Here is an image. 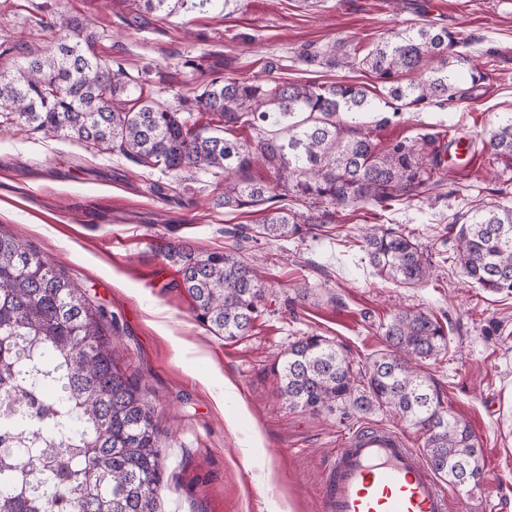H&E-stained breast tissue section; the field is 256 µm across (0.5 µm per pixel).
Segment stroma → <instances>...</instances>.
<instances>
[{"mask_svg":"<svg viewBox=\"0 0 512 512\" xmlns=\"http://www.w3.org/2000/svg\"><path fill=\"white\" fill-rule=\"evenodd\" d=\"M61 15L88 23L98 54L175 109L217 77L376 86L364 68L328 63L340 40L364 50L423 23L468 39L467 54L486 74L471 97L398 117L382 105L362 122L384 146L423 131L444 145L463 138L472 159L450 166L439 200L397 204L379 219L361 204L342 211L332 234L250 242L247 257L275 295L249 335L227 340L197 322L180 265L166 255L171 242L199 253L232 249V229L258 224L260 212L218 205L223 175L192 169L174 178L115 151L3 126L0 226L116 317V361L165 431L162 512H322L324 468L345 435L380 424L422 448L421 433L385 408H290L270 372L311 334L365 367L385 349L384 325L405 309L446 329V350L422 368L482 449L478 487L441 481L450 512H512V295L470 285L448 231L472 206L512 205V163L483 145L490 122L512 113V0H178L153 14L132 0H0V67L46 49V26ZM305 51L315 62L302 60ZM377 219L432 253L425 283L404 288L376 275L358 238Z\"/></svg>","mask_w":512,"mask_h":512,"instance_id":"obj_1","label":"stroma"}]
</instances>
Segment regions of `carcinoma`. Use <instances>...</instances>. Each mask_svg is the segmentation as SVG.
<instances>
[{"instance_id": "carcinoma-1", "label": "carcinoma", "mask_w": 512, "mask_h": 512, "mask_svg": "<svg viewBox=\"0 0 512 512\" xmlns=\"http://www.w3.org/2000/svg\"><path fill=\"white\" fill-rule=\"evenodd\" d=\"M49 30L44 53L0 70V120L91 151H118L172 175L222 172L224 207L265 205L257 236L303 238L317 224L336 223L351 205L384 210L409 203L448 176L434 134L381 148L360 128L357 119L376 108L364 86L214 78L194 105L222 124L199 126L141 93L128 98L124 67L94 51L88 24L62 15ZM466 46L445 27L410 26L364 55L338 43L330 62L374 74L396 117L466 98L465 81L479 87L485 72L459 51ZM417 72L419 80L402 82ZM271 119L286 124L284 135H232ZM483 142L493 157L512 160V115L496 117ZM257 162L273 171L274 185L247 176ZM279 186L317 213L296 211ZM451 228L467 280L511 294L512 208L469 209ZM362 248L376 274L399 286L418 285L434 266L412 233L379 224L366 225ZM168 257L180 264L196 320L226 339L246 335L273 295L239 253L196 256L178 244ZM113 336L112 320L81 286L0 228V512H160L162 431L139 382L116 363ZM382 336L386 352L363 372L325 338L303 337L272 367L281 398L312 413L389 407L423 433L425 458L437 475L459 486L468 474L479 485L478 441L466 420L448 413L440 388L422 370L447 348L443 325L407 310Z\"/></svg>"}]
</instances>
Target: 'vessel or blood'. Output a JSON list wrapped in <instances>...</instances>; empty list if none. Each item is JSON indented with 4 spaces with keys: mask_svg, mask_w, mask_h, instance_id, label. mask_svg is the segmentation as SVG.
I'll list each match as a JSON object with an SVG mask.
<instances>
[{
    "mask_svg": "<svg viewBox=\"0 0 512 512\" xmlns=\"http://www.w3.org/2000/svg\"><path fill=\"white\" fill-rule=\"evenodd\" d=\"M323 512H448L421 453L381 425L353 431L326 466Z\"/></svg>",
    "mask_w": 512,
    "mask_h": 512,
    "instance_id": "obj_1",
    "label": "vessel or blood"
}]
</instances>
